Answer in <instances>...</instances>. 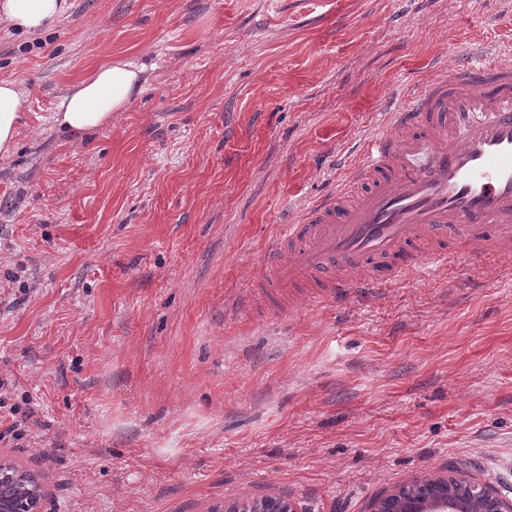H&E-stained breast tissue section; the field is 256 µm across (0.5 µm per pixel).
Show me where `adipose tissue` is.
Listing matches in <instances>:
<instances>
[{
    "label": "adipose tissue",
    "instance_id": "adipose-tissue-1",
    "mask_svg": "<svg viewBox=\"0 0 512 512\" xmlns=\"http://www.w3.org/2000/svg\"><path fill=\"white\" fill-rule=\"evenodd\" d=\"M68 11L67 0H0V25L29 33L58 27ZM142 88V70L133 61L117 58L90 79L74 86L52 116L55 127L81 135L112 121ZM22 91L11 80H0V157L15 147Z\"/></svg>",
    "mask_w": 512,
    "mask_h": 512
}]
</instances>
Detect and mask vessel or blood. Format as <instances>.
Instances as JSON below:
<instances>
[{
    "mask_svg": "<svg viewBox=\"0 0 512 512\" xmlns=\"http://www.w3.org/2000/svg\"><path fill=\"white\" fill-rule=\"evenodd\" d=\"M512 260V60L436 75L367 142L346 184L286 225L258 287L373 297L401 272Z\"/></svg>",
    "mask_w": 512,
    "mask_h": 512,
    "instance_id": "obj_1",
    "label": "vessel or blood"
}]
</instances>
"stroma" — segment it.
<instances>
[{
	"label": "stroma",
	"instance_id": "stroma-1",
	"mask_svg": "<svg viewBox=\"0 0 512 512\" xmlns=\"http://www.w3.org/2000/svg\"><path fill=\"white\" fill-rule=\"evenodd\" d=\"M0 29L25 90L0 160V458L57 512H299L456 463L512 498V268L460 260L370 299L255 291L281 225L512 0H71ZM114 58L144 90L81 137L51 122Z\"/></svg>",
	"mask_w": 512,
	"mask_h": 512
}]
</instances>
